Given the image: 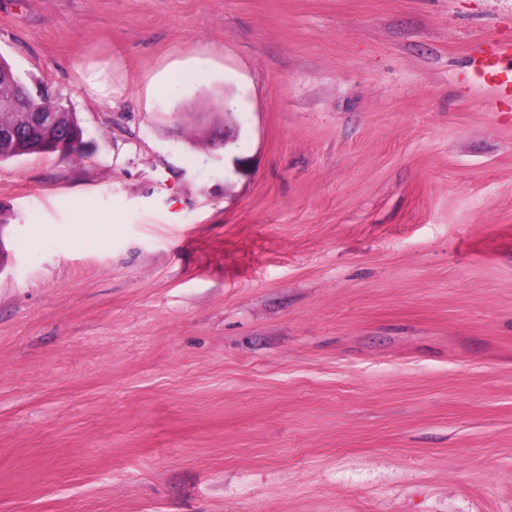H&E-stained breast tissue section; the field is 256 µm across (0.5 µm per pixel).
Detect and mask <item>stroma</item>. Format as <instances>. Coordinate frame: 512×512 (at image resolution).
Instances as JSON below:
<instances>
[{
  "label": "stroma",
  "mask_w": 512,
  "mask_h": 512,
  "mask_svg": "<svg viewBox=\"0 0 512 512\" xmlns=\"http://www.w3.org/2000/svg\"><path fill=\"white\" fill-rule=\"evenodd\" d=\"M486 39L512 0H0L89 140L0 163V512H512Z\"/></svg>",
  "instance_id": "obj_1"
}]
</instances>
